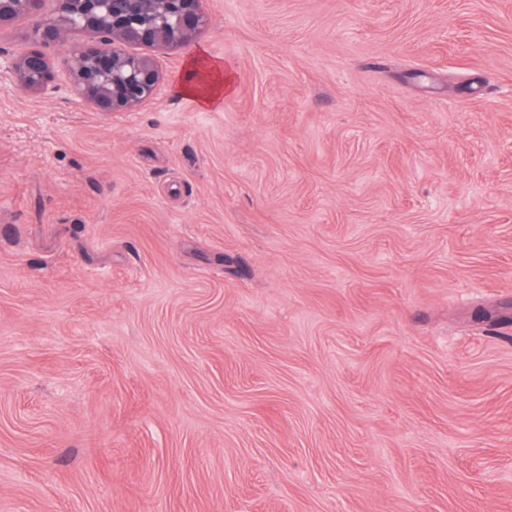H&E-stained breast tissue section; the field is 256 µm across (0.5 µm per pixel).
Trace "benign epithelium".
Here are the masks:
<instances>
[{
	"mask_svg": "<svg viewBox=\"0 0 512 512\" xmlns=\"http://www.w3.org/2000/svg\"><path fill=\"white\" fill-rule=\"evenodd\" d=\"M55 15H41L42 0H0V27L31 18L28 48L0 56V81L36 92L58 91L43 52L63 50L68 90L97 112H134L156 98L162 75L155 57L132 47L189 48L208 26L202 0H56ZM75 32L91 39L73 44Z\"/></svg>",
	"mask_w": 512,
	"mask_h": 512,
	"instance_id": "obj_1",
	"label": "benign epithelium"
}]
</instances>
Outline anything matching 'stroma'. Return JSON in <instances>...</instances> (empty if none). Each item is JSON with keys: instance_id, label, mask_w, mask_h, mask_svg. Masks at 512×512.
I'll return each instance as SVG.
<instances>
[{"instance_id": "obj_1", "label": "stroma", "mask_w": 512, "mask_h": 512, "mask_svg": "<svg viewBox=\"0 0 512 512\" xmlns=\"http://www.w3.org/2000/svg\"><path fill=\"white\" fill-rule=\"evenodd\" d=\"M203 7L0 84V512H512V0ZM42 0H0V28L19 16L31 18L28 48L0 54V82L36 92L58 91L43 52L63 50L68 90L97 112H134L155 99L162 75L155 57L128 48H189L208 26L201 0H56L55 15H41ZM74 32L91 39L73 44ZM179 91L204 108L221 105L224 93L231 88V80L222 64L209 61L202 51L194 53L188 62Z\"/></svg>"}]
</instances>
